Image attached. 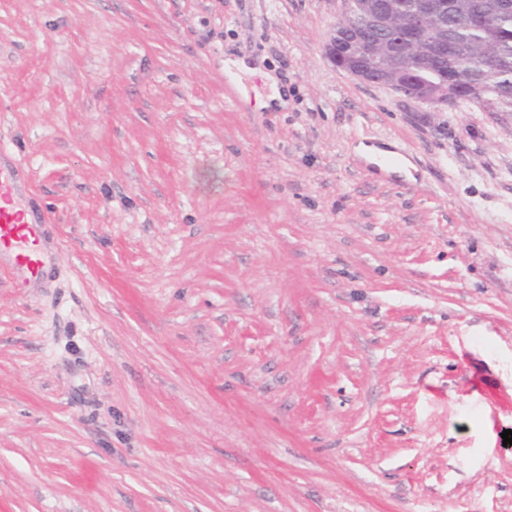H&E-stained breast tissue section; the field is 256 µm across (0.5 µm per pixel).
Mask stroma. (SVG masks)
I'll return each instance as SVG.
<instances>
[{"mask_svg": "<svg viewBox=\"0 0 512 512\" xmlns=\"http://www.w3.org/2000/svg\"><path fill=\"white\" fill-rule=\"evenodd\" d=\"M343 10L0 0L53 247L0 258V512H512V107L350 78ZM224 68H226L227 70H231L232 68H234L239 73L251 74V75L259 74V75L263 76L267 80V82H269V84H271L270 86L273 89L272 94L267 99L268 102H266L264 105L266 107H268L269 102L272 100V101H277L278 106L281 109H286L288 107V95H286V94L283 95L275 87V82L273 80V77L269 73L263 72L262 68H260L259 66L251 65L250 63H248L246 61L245 58H238L233 61L226 60L224 62Z\"/></svg>", "mask_w": 512, "mask_h": 512, "instance_id": "1", "label": "stroma"}]
</instances>
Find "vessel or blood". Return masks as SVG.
<instances>
[{
  "label": "vessel or blood",
  "instance_id": "b4317fda",
  "mask_svg": "<svg viewBox=\"0 0 512 512\" xmlns=\"http://www.w3.org/2000/svg\"><path fill=\"white\" fill-rule=\"evenodd\" d=\"M18 196L14 169L0 165V253H12L16 266L33 280L42 275L47 252L39 225L23 222Z\"/></svg>",
  "mask_w": 512,
  "mask_h": 512
}]
</instances>
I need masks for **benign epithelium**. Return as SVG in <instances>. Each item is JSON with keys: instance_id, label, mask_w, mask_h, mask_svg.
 Returning <instances> with one entry per match:
<instances>
[{"instance_id": "7a95c632", "label": "benign epithelium", "mask_w": 512, "mask_h": 512, "mask_svg": "<svg viewBox=\"0 0 512 512\" xmlns=\"http://www.w3.org/2000/svg\"><path fill=\"white\" fill-rule=\"evenodd\" d=\"M512 0H503L498 13L488 15L473 4L464 13L454 10L448 0H417L404 13L403 37L397 42L384 40V49L373 52V43L359 36L353 18H341L324 47L328 60L348 76L363 83L383 86L400 96L443 109L457 104L461 93L471 99L485 98V88L465 78L467 66L454 35L463 26H487L498 20V14L511 10ZM358 11L382 28L391 6L377 0H358ZM423 44L439 45L448 50L455 61V71L446 78L432 67L420 63L417 48Z\"/></svg>"}]
</instances>
